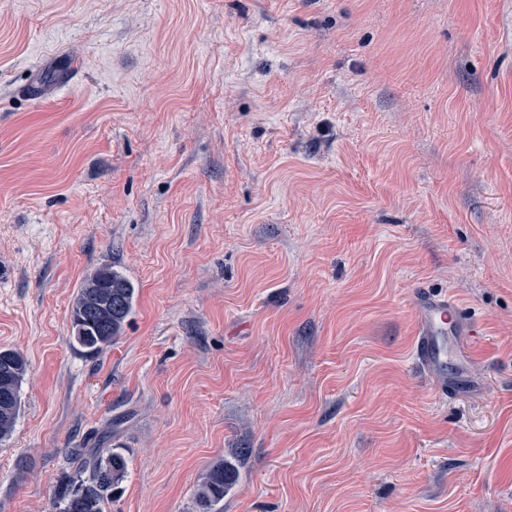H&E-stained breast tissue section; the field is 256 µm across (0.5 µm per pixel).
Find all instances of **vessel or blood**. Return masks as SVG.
<instances>
[{"mask_svg":"<svg viewBox=\"0 0 512 512\" xmlns=\"http://www.w3.org/2000/svg\"><path fill=\"white\" fill-rule=\"evenodd\" d=\"M418 331L413 361L441 395L458 391V366L465 359L462 336L467 323L453 299L418 290L413 298Z\"/></svg>","mask_w":512,"mask_h":512,"instance_id":"vessel-or-blood-1","label":"vessel or blood"}]
</instances>
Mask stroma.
<instances>
[{
    "label": "stroma",
    "mask_w": 512,
    "mask_h": 512,
    "mask_svg": "<svg viewBox=\"0 0 512 512\" xmlns=\"http://www.w3.org/2000/svg\"><path fill=\"white\" fill-rule=\"evenodd\" d=\"M138 295L73 341L81 282ZM474 330L412 367L413 289ZM0 512H512V0H0ZM136 290L131 280L109 264L98 267L81 283L72 305V331L86 353L99 354L121 335ZM27 372L25 357L0 349V439L10 437L21 409L20 386ZM80 460L81 473L89 475L67 485L59 495L57 508L59 512H104L105 502L112 498L114 488L125 476L127 460L117 451L104 455L101 448L83 451ZM232 469L220 460L208 470L195 489L199 512H221V503L231 481Z\"/></svg>",
    "instance_id": "obj_1"
}]
</instances>
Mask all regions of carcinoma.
<instances>
[{"mask_svg": "<svg viewBox=\"0 0 512 512\" xmlns=\"http://www.w3.org/2000/svg\"><path fill=\"white\" fill-rule=\"evenodd\" d=\"M137 291L134 283L109 264L98 267L79 286L72 305L75 342L88 354H98L122 333L132 313ZM27 372L25 357L0 349V439L10 437L21 409L20 386ZM79 478L57 500L59 512H104L114 488L125 476L127 460L117 451L92 448L80 453ZM232 469L220 460L208 470L195 489L199 512H222L221 503L231 481Z\"/></svg>", "mask_w": 512, "mask_h": 512, "instance_id": "carcinoma-1", "label": "carcinoma"}]
</instances>
